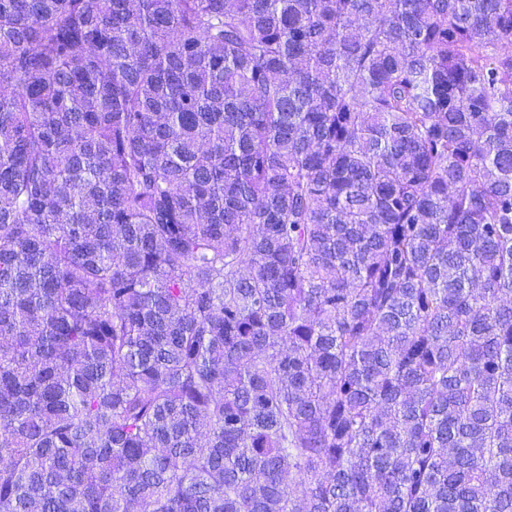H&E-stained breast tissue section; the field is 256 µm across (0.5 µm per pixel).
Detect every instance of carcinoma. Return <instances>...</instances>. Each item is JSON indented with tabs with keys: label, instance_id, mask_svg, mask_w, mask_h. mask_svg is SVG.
Wrapping results in <instances>:
<instances>
[{
	"label": "carcinoma",
	"instance_id": "carcinoma-1",
	"mask_svg": "<svg viewBox=\"0 0 512 512\" xmlns=\"http://www.w3.org/2000/svg\"><path fill=\"white\" fill-rule=\"evenodd\" d=\"M0 512H512V0H0Z\"/></svg>",
	"mask_w": 512,
	"mask_h": 512
}]
</instances>
